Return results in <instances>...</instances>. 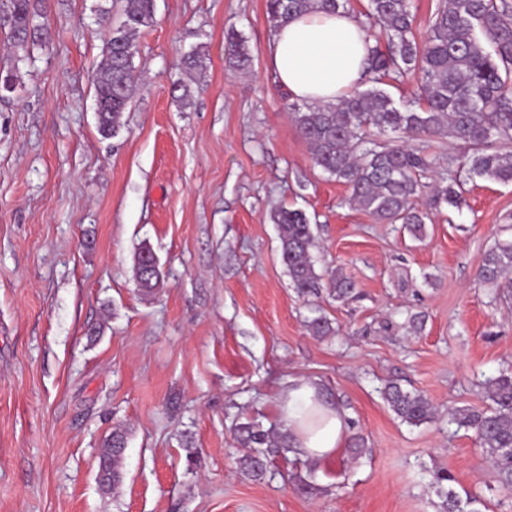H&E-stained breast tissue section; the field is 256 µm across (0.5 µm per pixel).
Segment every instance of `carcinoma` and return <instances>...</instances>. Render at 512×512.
Segmentation results:
<instances>
[{
    "label": "carcinoma",
    "instance_id": "carcinoma-1",
    "mask_svg": "<svg viewBox=\"0 0 512 512\" xmlns=\"http://www.w3.org/2000/svg\"><path fill=\"white\" fill-rule=\"evenodd\" d=\"M348 0H267L268 20L276 29L289 18L317 11L345 9ZM368 27L377 26L386 46H370L368 81L374 86L355 90L331 104L301 107L283 97V109L291 116L307 143L314 164L329 178L346 185L351 204L377 224H403L417 239L425 235L430 210L461 201L463 178L480 177L512 183V4L509 0H435L427 35L416 38L411 0H368ZM42 0H0V31L10 40L14 63L0 68L10 83L20 84L18 63L35 45L52 41L50 26L42 21ZM99 21L109 36L103 48V63L94 82L98 130L114 137L123 127V117L136 84L133 63L136 36L155 22V0H125L122 19L112 26L111 12L98 9ZM228 67L244 71L252 56L245 42L235 35L225 48ZM185 73L207 69V57L194 50L181 57ZM417 78L418 93L413 106L400 109L379 84L390 78ZM396 134L384 142L371 129ZM453 138L461 145L460 159H448V174L431 186L424 178L439 164V157L421 141ZM429 192V206L418 199ZM277 225L281 261L299 296L313 304L326 294L345 301L354 283L342 269L319 272L311 251L315 244L313 226L301 209L279 207L271 212ZM134 279L141 292L153 294L163 287L155 254L147 247L134 257ZM482 282L494 287L504 299L512 297V240L497 241L486 252L479 271ZM308 321L315 336H330L334 329L314 309ZM489 408L457 409L448 418L473 432L485 450L501 490L512 494V375L502 374L485 382ZM383 399L401 421L418 426L430 421L434 409L423 394L387 384ZM250 453L243 468L255 478L267 470L275 448L286 447L287 436L269 438L252 424L240 429ZM127 434L114 431L105 442L99 462L101 489L115 491L123 480L122 461ZM447 471L431 473L430 487L443 499L444 512H480L477 498L461 500L448 486Z\"/></svg>",
    "mask_w": 512,
    "mask_h": 512
}]
</instances>
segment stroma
<instances>
[{
	"instance_id": "1",
	"label": "stroma",
	"mask_w": 512,
	"mask_h": 512,
	"mask_svg": "<svg viewBox=\"0 0 512 512\" xmlns=\"http://www.w3.org/2000/svg\"><path fill=\"white\" fill-rule=\"evenodd\" d=\"M100 2L47 0L54 40L0 100V512H441L438 469L481 512H512L479 443L448 427L449 411L489 406L485 379L512 373V304L478 278L512 225V183L466 180L420 240L350 206L283 110L266 0H155L124 125L102 137ZM231 30L247 72L225 62ZM193 49L207 57L196 80L178 65ZM279 206L310 216L318 268L356 284L355 300L321 301L339 334L307 328ZM144 245L165 275L150 299L133 278ZM292 378L340 403L365 457L282 452L262 479L243 471L239 425L285 432ZM391 381L425 395L433 419L401 422L380 395ZM117 428L124 478L106 493L99 459Z\"/></svg>"
}]
</instances>
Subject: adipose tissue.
<instances>
[{
  "instance_id": "adipose-tissue-1",
  "label": "adipose tissue",
  "mask_w": 512,
  "mask_h": 512,
  "mask_svg": "<svg viewBox=\"0 0 512 512\" xmlns=\"http://www.w3.org/2000/svg\"><path fill=\"white\" fill-rule=\"evenodd\" d=\"M368 47L362 26L351 13L303 14L276 29L268 66L292 98L329 104L362 81ZM280 410L294 446L305 457L318 460L342 446L347 415L326 403L316 384L290 382L281 394Z\"/></svg>"
}]
</instances>
